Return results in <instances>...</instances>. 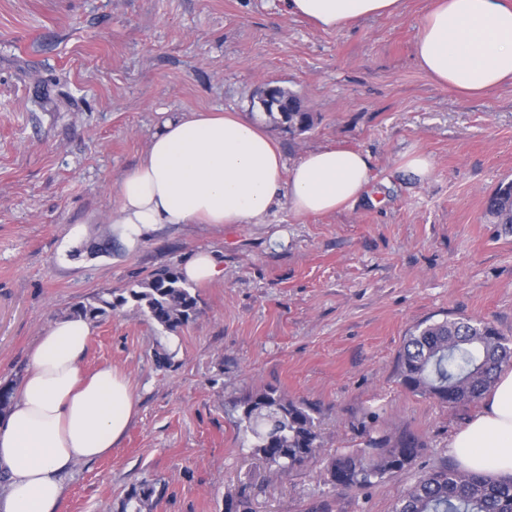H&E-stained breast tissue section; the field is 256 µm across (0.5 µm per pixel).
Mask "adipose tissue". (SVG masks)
I'll use <instances>...</instances> for the list:
<instances>
[{
  "label": "adipose tissue",
  "instance_id": "obj_1",
  "mask_svg": "<svg viewBox=\"0 0 512 512\" xmlns=\"http://www.w3.org/2000/svg\"><path fill=\"white\" fill-rule=\"evenodd\" d=\"M402 0H289L293 15L335 29L393 16ZM420 68L438 85L473 96L512 83V0H442L421 21ZM360 151L321 148L285 166L277 139L255 120L228 112H177L119 185L112 219L136 248L162 224H240L263 218L280 199L300 214H325L357 200L370 183ZM87 320L54 322L40 336L17 397L0 422V512H60L65 478L79 462L107 454L136 411L127 377L81 368ZM448 451L463 470L512 476V371L499 373L482 409Z\"/></svg>",
  "mask_w": 512,
  "mask_h": 512
}]
</instances>
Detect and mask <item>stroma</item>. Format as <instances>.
Wrapping results in <instances>:
<instances>
[{
	"instance_id": "1",
	"label": "stroma",
	"mask_w": 512,
	"mask_h": 512,
	"mask_svg": "<svg viewBox=\"0 0 512 512\" xmlns=\"http://www.w3.org/2000/svg\"><path fill=\"white\" fill-rule=\"evenodd\" d=\"M433 4L323 30L288 0H0V384L20 382L33 342L76 304L201 249L224 261L178 331L129 303L93 322L83 368L123 372L138 408L107 456L74 467L64 512H121L144 483L152 512H224L242 489L253 512H391L420 471L456 466L448 443L481 404L409 391L400 353L425 320L481 318L512 340V236L484 213L512 179V86L464 98L428 78L414 46ZM269 84L314 115L309 130L277 132L286 165L319 148L363 151L359 200L168 224L135 249L89 256L167 115L259 118ZM413 155L430 159L427 178L405 171ZM270 387L317 408V463L277 472L251 454L237 403ZM405 433L425 443L408 473L328 483L336 453Z\"/></svg>"
}]
</instances>
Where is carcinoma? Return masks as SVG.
<instances>
[{"label": "carcinoma", "mask_w": 512, "mask_h": 512, "mask_svg": "<svg viewBox=\"0 0 512 512\" xmlns=\"http://www.w3.org/2000/svg\"><path fill=\"white\" fill-rule=\"evenodd\" d=\"M285 108L280 117L268 113L275 127L290 134L313 126L310 112L298 111V99L277 90ZM486 215L500 232L512 234V181L502 183L487 199ZM129 297L99 296L78 304L72 315L94 321L119 305L133 301L135 309L165 331L194 321L197 297L173 268L155 271L127 289ZM512 363V341L491 323L475 318L422 322L411 330L400 356L405 388L453 406L475 401L494 385L502 367ZM243 433L252 453L279 470L301 466L319 455L320 434L315 409L286 398L275 388L246 395L239 402ZM424 443L410 434L369 437L366 446L339 453L327 464L336 487H367L395 478L413 467ZM155 487L144 483L127 496L122 512H151ZM226 512H252L248 496L225 499ZM392 512H512V477L465 473L442 467L421 473L402 492Z\"/></svg>", "instance_id": "carcinoma-1"}]
</instances>
